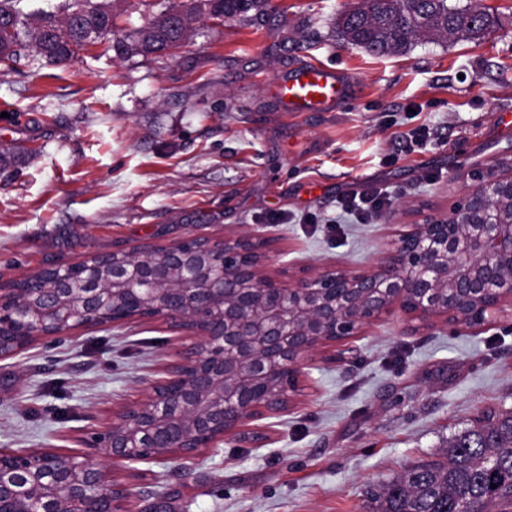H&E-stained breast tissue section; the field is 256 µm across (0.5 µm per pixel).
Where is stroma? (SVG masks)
Returning <instances> with one entry per match:
<instances>
[{"label":"stroma","mask_w":512,"mask_h":512,"mask_svg":"<svg viewBox=\"0 0 512 512\" xmlns=\"http://www.w3.org/2000/svg\"><path fill=\"white\" fill-rule=\"evenodd\" d=\"M123 32L175 0H110ZM358 0H269L247 17L199 18L173 55L96 47L54 65L22 50L0 71V289L50 265L115 250L262 233L265 265L369 271L423 216L449 212L512 158V0H458L497 23L477 42H414L376 56L338 15ZM351 77L328 112L283 111L289 67ZM423 133L415 143L413 133ZM382 188L368 222L341 196ZM180 347L160 319L83 327L0 360V448L75 452L165 377ZM314 353L287 414L252 422L182 463L149 464L141 498L171 512H374L365 492L443 460L486 408L512 410V306L482 326L396 309Z\"/></svg>","instance_id":"35a3bbf8"}]
</instances>
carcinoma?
Here are the masks:
<instances>
[{
  "label": "carcinoma",
  "instance_id": "carcinoma-1",
  "mask_svg": "<svg viewBox=\"0 0 512 512\" xmlns=\"http://www.w3.org/2000/svg\"><path fill=\"white\" fill-rule=\"evenodd\" d=\"M22 2L0 0V66L25 47L53 64L104 43L121 58L168 55L185 44L195 18L241 17L269 0H181L127 34L107 0H68L63 18L45 14L33 26ZM494 25L488 11L449 0H365L336 18L347 42L375 55L399 54L417 39L479 41ZM370 495L377 512H512V411L481 412L476 425L448 438L445 461L408 470Z\"/></svg>",
  "mask_w": 512,
  "mask_h": 512
}]
</instances>
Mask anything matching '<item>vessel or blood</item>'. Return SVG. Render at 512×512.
Masks as SVG:
<instances>
[{
    "label": "vessel or blood",
    "mask_w": 512,
    "mask_h": 512,
    "mask_svg": "<svg viewBox=\"0 0 512 512\" xmlns=\"http://www.w3.org/2000/svg\"><path fill=\"white\" fill-rule=\"evenodd\" d=\"M354 92L355 84L345 74L315 63L296 68L274 87L288 112H325L348 101Z\"/></svg>",
    "instance_id": "vessel-or-blood-1"
}]
</instances>
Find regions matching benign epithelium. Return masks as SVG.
Masks as SVG:
<instances>
[{
  "mask_svg": "<svg viewBox=\"0 0 512 512\" xmlns=\"http://www.w3.org/2000/svg\"><path fill=\"white\" fill-rule=\"evenodd\" d=\"M512 197V161L450 212L399 236L371 271L336 268L265 274L269 240L226 237L172 243L138 261L127 252L51 266L53 285L0 295V360L40 337L82 326L93 312L160 318L186 332L168 376L117 412L84 450L0 448V512H166L130 508L118 468L190 460L224 435L291 407L311 353L355 335L399 307L422 319L478 326L512 303V212L488 203Z\"/></svg>",
  "mask_w": 512,
  "mask_h": 512,
  "instance_id": "benign-epithelium-1",
  "label": "benign epithelium"
}]
</instances>
